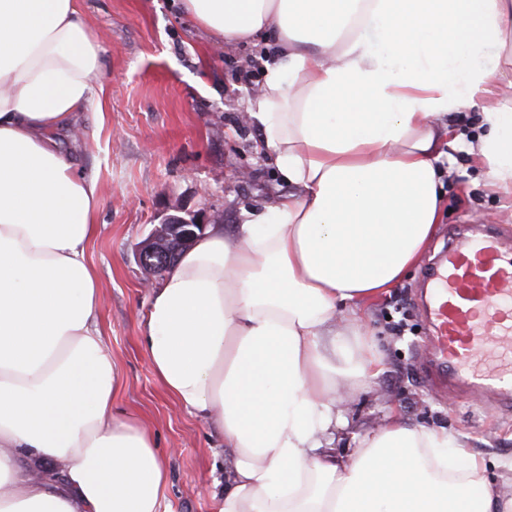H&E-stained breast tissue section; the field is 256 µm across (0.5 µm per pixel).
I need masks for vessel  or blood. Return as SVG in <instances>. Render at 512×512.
<instances>
[{
  "mask_svg": "<svg viewBox=\"0 0 512 512\" xmlns=\"http://www.w3.org/2000/svg\"><path fill=\"white\" fill-rule=\"evenodd\" d=\"M431 363L469 392L512 401V247L494 235L452 241L430 276Z\"/></svg>",
  "mask_w": 512,
  "mask_h": 512,
  "instance_id": "vessel-or-blood-1",
  "label": "vessel or blood"
}]
</instances>
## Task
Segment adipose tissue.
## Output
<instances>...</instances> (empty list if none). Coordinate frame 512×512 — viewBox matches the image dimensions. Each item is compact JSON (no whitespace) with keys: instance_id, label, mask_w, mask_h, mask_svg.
<instances>
[{"instance_id":"1","label":"adipose tissue","mask_w":512,"mask_h":512,"mask_svg":"<svg viewBox=\"0 0 512 512\" xmlns=\"http://www.w3.org/2000/svg\"><path fill=\"white\" fill-rule=\"evenodd\" d=\"M182 7L216 44L271 39L246 112L290 188L209 225L143 316L156 376L224 441L215 512H512L482 455L398 409L337 448L339 391L385 370L365 304L440 220L452 113L480 108L471 151L512 193V0ZM103 52L79 0H0V512H163L152 434L112 413L87 258L101 193L57 139L104 112Z\"/></svg>"}]
</instances>
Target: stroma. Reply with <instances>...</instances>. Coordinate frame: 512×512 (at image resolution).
<instances>
[{
    "instance_id": "stroma-1",
    "label": "stroma",
    "mask_w": 512,
    "mask_h": 512,
    "mask_svg": "<svg viewBox=\"0 0 512 512\" xmlns=\"http://www.w3.org/2000/svg\"><path fill=\"white\" fill-rule=\"evenodd\" d=\"M89 28L105 48L101 80L105 114L82 113L86 134L67 139L85 173L100 186L99 234L88 257L99 275L102 341L118 372L113 411L150 432L165 459L169 512H214L224 487V445L158 381L141 341L152 278L137 245L171 214L236 223L242 208L287 196L259 153L261 132L240 117L262 83L270 52L264 41L219 48L182 11L180 0H80ZM461 143L444 177V213L417 265L389 294L366 304L368 326L386 370L370 389L344 402L356 433L377 430L388 408L409 421L440 426L485 456L490 478L512 458V408L469 397L429 371L426 324L415 289L430 261L462 224L488 218L512 245V196L493 191L468 150L479 132L477 110L452 118ZM252 171L240 181L239 169Z\"/></svg>"
}]
</instances>
